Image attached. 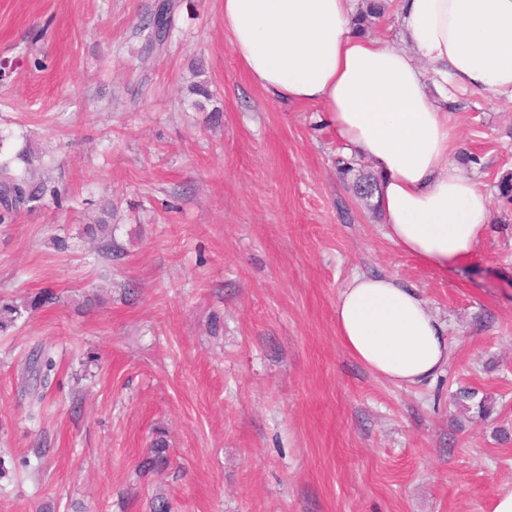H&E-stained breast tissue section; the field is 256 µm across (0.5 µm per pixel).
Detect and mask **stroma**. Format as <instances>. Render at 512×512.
Segmentation results:
<instances>
[{"label": "stroma", "mask_w": 512, "mask_h": 512, "mask_svg": "<svg viewBox=\"0 0 512 512\" xmlns=\"http://www.w3.org/2000/svg\"><path fill=\"white\" fill-rule=\"evenodd\" d=\"M176 2L152 50L157 0H0V144L31 147L49 190L0 224V302L19 309L0 512H492L512 490V99L455 94L453 160L492 214L473 258L429 268L340 178L317 107L252 82L224 0ZM358 273L446 323L441 374L392 383L344 349L334 309ZM175 7L172 1L166 0L155 9L148 20L147 28L150 29V37L155 46L165 44L172 28Z\"/></svg>", "instance_id": "1"}]
</instances>
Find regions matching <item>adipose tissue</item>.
Masks as SVG:
<instances>
[{
	"mask_svg": "<svg viewBox=\"0 0 512 512\" xmlns=\"http://www.w3.org/2000/svg\"><path fill=\"white\" fill-rule=\"evenodd\" d=\"M388 41L354 26L357 0H224L231 49L251 80L288 103L321 106L345 156L370 162L386 237L444 271L472 258L488 193L456 167V91L512 98V0H399ZM343 347L392 382L448 364V328L416 288L353 276L335 306Z\"/></svg>",
	"mask_w": 512,
	"mask_h": 512,
	"instance_id": "1",
	"label": "adipose tissue"
}]
</instances>
